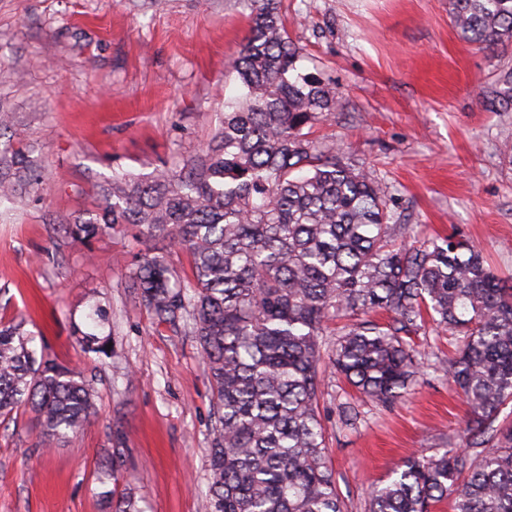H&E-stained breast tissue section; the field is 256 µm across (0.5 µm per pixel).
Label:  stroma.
<instances>
[{"instance_id": "1", "label": "stroma", "mask_w": 512, "mask_h": 512, "mask_svg": "<svg viewBox=\"0 0 512 512\" xmlns=\"http://www.w3.org/2000/svg\"><path fill=\"white\" fill-rule=\"evenodd\" d=\"M305 71L339 106L314 127L395 198L418 240L459 233L512 277V112L481 89L512 67L461 41L448 0H283ZM248 34L238 0H0V149L22 148L40 182L0 205V319L24 321L59 363L92 379L96 413L44 448L18 410L0 423V512H104L100 476L124 448L116 491L142 512H199L210 482L212 391L193 336L157 324L128 282L149 243L123 224L89 243L57 232L87 218L113 175L178 168L215 134ZM22 137H15L14 129ZM106 308L115 354L85 353L74 326ZM428 364L391 404L327 374V460L345 512L404 458L459 447L470 409L432 365L446 334L414 338ZM356 405V420L342 414Z\"/></svg>"}]
</instances>
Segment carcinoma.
I'll return each instance as SVG.
<instances>
[{"mask_svg": "<svg viewBox=\"0 0 512 512\" xmlns=\"http://www.w3.org/2000/svg\"><path fill=\"white\" fill-rule=\"evenodd\" d=\"M248 35L232 63L241 94L224 102L208 145L175 171L150 179L117 174L103 204L63 236L87 242L136 224L158 243L129 288L161 323L188 313L214 391L210 484L202 512H344L326 457L319 414L321 343L346 320L330 363L361 396L387 404L423 374L412 336L431 323L462 337L435 369L471 414L461 448L413 455L370 493L369 512H512V281L468 239L417 242L386 187L310 137L336 112L335 91L301 73L281 0H246ZM459 37L484 52L512 43V0H448ZM512 110V69L482 92ZM22 149L0 151V200L31 182ZM189 254L193 278L171 280L168 248ZM384 312L387 320L370 314ZM94 307L80 331L84 351L110 357ZM23 323H0V418L30 408L50 446L76 434L95 410L90 380L33 348ZM121 449L101 480L117 478ZM108 512H142L132 488L104 490Z\"/></svg>", "mask_w": 512, "mask_h": 512, "instance_id": "cac0c4a2", "label": "carcinoma"}]
</instances>
